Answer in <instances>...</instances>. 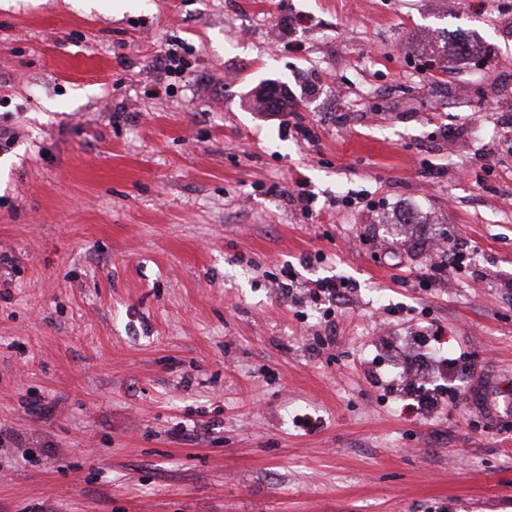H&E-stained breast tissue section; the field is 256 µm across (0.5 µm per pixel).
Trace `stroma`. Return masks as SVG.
Returning a JSON list of instances; mask_svg holds the SVG:
<instances>
[{"mask_svg":"<svg viewBox=\"0 0 512 512\" xmlns=\"http://www.w3.org/2000/svg\"><path fill=\"white\" fill-rule=\"evenodd\" d=\"M510 116L512 0H0V512H512ZM466 253H469L467 246L463 247L459 244L456 251L447 258V261L441 259L437 265L430 269V272L422 275L420 285L425 289L433 288L441 282L445 270L461 271L464 269L466 267ZM351 289L352 285L348 281L328 278L318 282L316 290L311 293V301L315 305H326V303H322L323 301L329 304L325 307L322 315L330 332H334L336 327V311L330 305L333 302L336 303L337 300L346 298ZM416 396L417 405L409 403L412 410H427L434 412L442 409L441 398L446 395V390L441 387H435L426 391H420Z\"/></svg>","mask_w":512,"mask_h":512,"instance_id":"stroma-1","label":"stroma"}]
</instances>
